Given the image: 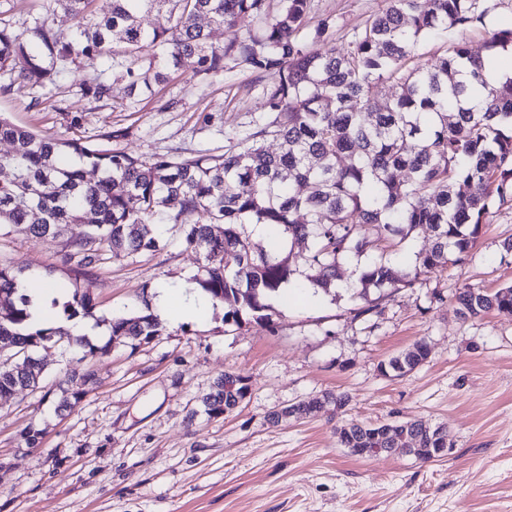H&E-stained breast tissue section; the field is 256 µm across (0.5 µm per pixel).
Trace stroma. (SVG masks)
Wrapping results in <instances>:
<instances>
[{
  "mask_svg": "<svg viewBox=\"0 0 512 512\" xmlns=\"http://www.w3.org/2000/svg\"><path fill=\"white\" fill-rule=\"evenodd\" d=\"M385 6L311 0L309 18H333L343 44ZM6 7L19 33L38 19L71 28L52 0ZM106 78L98 61L43 88L0 74V116L59 141L148 161L223 153L227 134L266 111L262 81L242 67L205 81L184 68L139 101L119 80L105 102L76 91ZM86 230L71 224L37 240L26 225H6L0 263L22 279L57 284L64 295H89L105 320L145 313L162 288L198 291L201 258L183 243L179 225H153L157 251L120 259L106 252L82 270L62 256ZM511 236L507 203L483 228L471 259L410 288L370 289L378 311L357 320L349 311L367 298L349 286L356 261L348 258L342 287L317 303L272 296L270 327L227 326L217 303L205 320L163 324L147 344L106 333L92 340L106 354L89 359L79 346L40 349V388L0 395V512H512V310L465 320L455 302L463 289L512 283L502 250ZM420 339L430 347L422 366L381 374V364ZM78 362L95 383L62 415L56 406L66 372ZM228 370L248 378L250 394L233 413L208 417L200 399ZM325 392L348 396L341 415L267 423L274 409ZM408 418L447 425L450 455L426 464L401 454L360 458L336 442L340 421ZM31 424L44 431L37 448L21 437Z\"/></svg>",
  "mask_w": 512,
  "mask_h": 512,
  "instance_id": "stroma-1",
  "label": "stroma"
}]
</instances>
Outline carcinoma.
I'll list each match as a JSON object with an SVG mask.
<instances>
[{"mask_svg":"<svg viewBox=\"0 0 512 512\" xmlns=\"http://www.w3.org/2000/svg\"><path fill=\"white\" fill-rule=\"evenodd\" d=\"M95 0H54L73 21L69 34L48 21L17 33L0 21V71L36 87L53 84L84 61L118 54L111 62L129 95L150 97L172 71L187 65L206 80L240 65L264 87L267 116L244 132L228 135L224 153L193 157L160 155L150 162L125 152L77 142H59L0 117V140L12 152L0 156V224H25L41 239L68 224L91 229L73 241L64 262L94 267L105 249L119 258L155 251L152 224H178L187 246L202 260L197 279L210 297L229 304L224 324L238 329L255 322L273 326L268 299L302 274L281 256L285 242L305 244L303 264L310 282L329 293L339 260L368 256L354 287L409 288L423 274L464 262L476 247L493 210L512 201V76L496 84L464 35L497 8L499 0H387V7L355 29L347 44L332 39L333 23L309 25L311 0H112L97 15ZM159 22L146 27L143 17ZM242 28L247 35L222 45L210 41L209 26ZM443 35L445 47L417 64L421 39ZM387 90L379 107L378 89ZM95 102L110 99L102 80L79 86ZM455 112L448 113V108ZM279 141L273 153L264 141ZM100 172L89 179L85 167ZM314 191L305 194L302 187ZM198 215L199 220L190 222ZM265 224L272 246L248 231ZM431 248L418 255L414 273L400 270L384 254L417 231ZM20 273L0 264V340L15 357L0 361V392L35 389L44 367L26 360L50 342L89 341L61 325L29 322V298L19 293ZM459 313L476 318L512 310V284L493 292L458 294ZM68 318L96 317V303L77 291L65 303ZM153 314L112 319L111 333L138 343L158 335ZM424 341L388 359L383 375L404 376L428 359ZM92 382L75 372L56 411L73 410ZM247 377L224 372L201 399L203 412L218 417L243 403ZM318 398L301 400L268 415L275 426L310 417ZM421 463L436 460L431 449L448 438V426L398 420ZM337 443L356 456L359 448H389L382 424L357 421L336 426Z\"/></svg>","mask_w":512,"mask_h":512,"instance_id":"obj_1","label":"carcinoma"}]
</instances>
